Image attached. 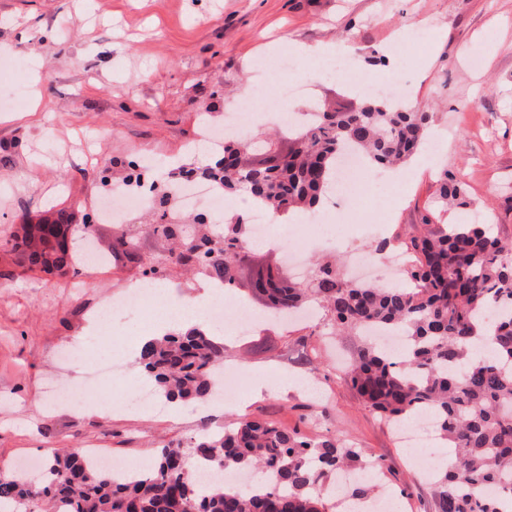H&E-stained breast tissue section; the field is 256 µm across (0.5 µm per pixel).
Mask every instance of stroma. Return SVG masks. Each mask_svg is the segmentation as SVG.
<instances>
[{"instance_id": "35a3bbf8", "label": "stroma", "mask_w": 512, "mask_h": 512, "mask_svg": "<svg viewBox=\"0 0 512 512\" xmlns=\"http://www.w3.org/2000/svg\"><path fill=\"white\" fill-rule=\"evenodd\" d=\"M329 45L342 52L313 59L309 98L285 97L289 76L266 69L267 60L284 47ZM0 50L15 61L0 72V96L16 100L0 109V242L22 216L52 205L74 211L76 224L92 223L91 243L110 262L79 287L77 270L31 271L0 246V469L24 470L48 449L90 444L149 459L161 442L187 443L203 429L261 417L312 437L353 439L380 461L399 512H435L433 485L411 465L395 428L336 375L356 357L361 336H324L319 321L263 325L225 342V365L245 377L232 407L173 405L164 417L113 412L141 377L126 352L154 323L137 309L114 314L92 336V356L121 359L126 371L91 384L96 412L46 409L43 385L82 377L83 365L63 368L59 351L141 276L113 255L117 236L136 237L145 255L170 247L149 232L161 221L151 207L120 224L101 222L94 201L104 185L140 159L157 162L159 183L179 166L211 163L212 152L189 155L187 144L223 124L256 86L258 109L294 113L323 101L354 103L363 80L396 79L410 105L433 114L422 159L405 164L401 180L366 182L359 205L313 236L309 259L346 262L416 234L422 214L437 209L444 172L495 234L512 239V0H0ZM86 141L109 159L107 169L87 161ZM202 279L169 262L159 309L194 296ZM295 376L331 389V402L284 387ZM260 377L266 387L257 386Z\"/></svg>"}]
</instances>
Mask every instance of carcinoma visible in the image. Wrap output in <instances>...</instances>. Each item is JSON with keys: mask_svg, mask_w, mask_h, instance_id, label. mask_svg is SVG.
Listing matches in <instances>:
<instances>
[{"mask_svg": "<svg viewBox=\"0 0 512 512\" xmlns=\"http://www.w3.org/2000/svg\"><path fill=\"white\" fill-rule=\"evenodd\" d=\"M432 113L391 98L325 106L306 125L288 127V148L263 158L247 138L227 139L219 160L184 177L218 190L242 192L288 220L316 208L335 184L336 167L348 154L366 165L394 169L422 143ZM441 211L467 205L460 185L443 177ZM74 212L58 209L29 219L7 243L22 263L45 271L75 265L68 246ZM249 224H156L153 234L181 239L198 270L213 281L238 287L237 270L249 282L271 271L255 262ZM415 257L411 287L353 283L337 265H317L306 282L286 272L288 304H269L246 289L261 308L291 314L311 301L320 306L331 332L364 325L395 328L407 337L397 360L368 344L346 371L349 384L372 411L392 425L409 416L434 417L436 434L452 448L436 470L435 512H512V244L469 214L403 242ZM113 253L139 264L145 274L161 269L143 263L135 238L121 235ZM138 364L170 402L204 401L224 366V341L198 327L144 342ZM263 471L267 487L241 490L222 483L201 492L191 465ZM376 464L338 436L311 438L267 419H243L219 432H204L191 446L167 443L152 469L117 474L86 460L78 448L53 449L41 478L27 482L0 475V512H329L317 490L349 467Z\"/></svg>", "mask_w": 512, "mask_h": 512, "instance_id": "carcinoma-1", "label": "carcinoma"}]
</instances>
